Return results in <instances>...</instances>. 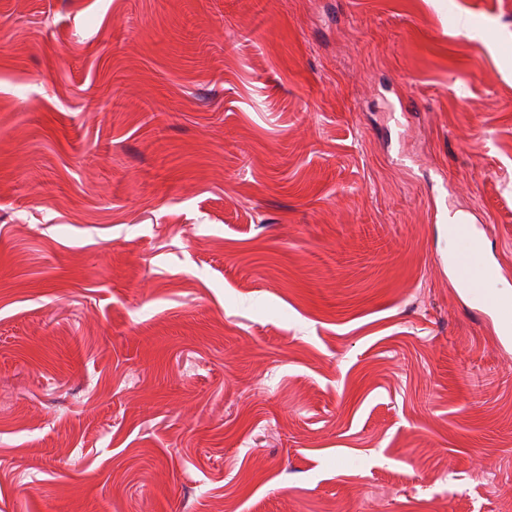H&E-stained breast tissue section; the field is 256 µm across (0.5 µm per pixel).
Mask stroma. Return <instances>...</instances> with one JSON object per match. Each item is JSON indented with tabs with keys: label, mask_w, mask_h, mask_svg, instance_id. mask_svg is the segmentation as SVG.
Masks as SVG:
<instances>
[{
	"label": "stroma",
	"mask_w": 512,
	"mask_h": 512,
	"mask_svg": "<svg viewBox=\"0 0 512 512\" xmlns=\"http://www.w3.org/2000/svg\"><path fill=\"white\" fill-rule=\"evenodd\" d=\"M512 0H0V512H512ZM452 246L448 251V267L462 288H468L471 298L480 307L488 303L483 294L498 288L497 275L491 269L482 251L483 236L469 224L448 225Z\"/></svg>",
	"instance_id": "35a3bbf8"
}]
</instances>
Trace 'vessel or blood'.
<instances>
[{"mask_svg":"<svg viewBox=\"0 0 512 512\" xmlns=\"http://www.w3.org/2000/svg\"><path fill=\"white\" fill-rule=\"evenodd\" d=\"M452 246L448 266L459 285L467 288L478 306H485L484 295L497 286V276L482 251L483 236L470 225L455 223L448 227Z\"/></svg>","mask_w":512,"mask_h":512,"instance_id":"vessel-or-blood-1","label":"vessel or blood"}]
</instances>
